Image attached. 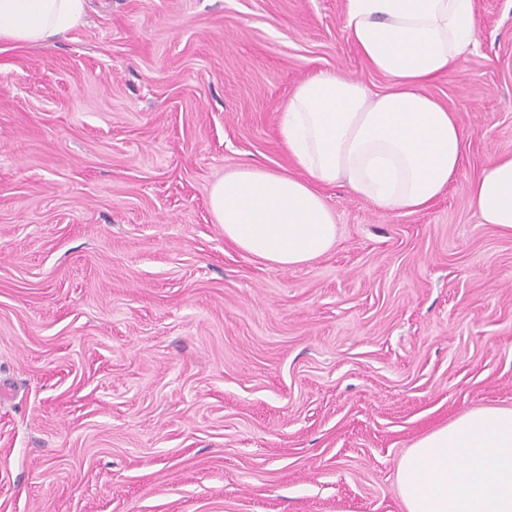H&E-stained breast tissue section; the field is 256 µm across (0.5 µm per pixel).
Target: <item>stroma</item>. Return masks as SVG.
Returning <instances> with one entry per match:
<instances>
[{"mask_svg": "<svg viewBox=\"0 0 512 512\" xmlns=\"http://www.w3.org/2000/svg\"><path fill=\"white\" fill-rule=\"evenodd\" d=\"M428 91L466 131L427 208L320 185L325 254L224 238L212 185L296 166L278 114L322 72L376 92L345 0H90L0 38V512H404L424 435L512 408V235L467 182L512 154V0Z\"/></svg>", "mask_w": 512, "mask_h": 512, "instance_id": "35a3bbf8", "label": "stroma"}]
</instances>
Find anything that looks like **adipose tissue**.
<instances>
[{"label": "adipose tissue", "mask_w": 512, "mask_h": 512, "mask_svg": "<svg viewBox=\"0 0 512 512\" xmlns=\"http://www.w3.org/2000/svg\"><path fill=\"white\" fill-rule=\"evenodd\" d=\"M86 7L87 0H0V37L44 45L81 22ZM345 27L390 87L374 93L330 73L301 82L279 132L304 178L242 166L210 192L225 239L279 267L305 264L336 240L317 184L341 183L379 208L412 213L461 170L466 134L427 88L476 49L473 0H346ZM468 194L483 223L512 234V155L470 180Z\"/></svg>", "instance_id": "ef3b65f1"}]
</instances>
